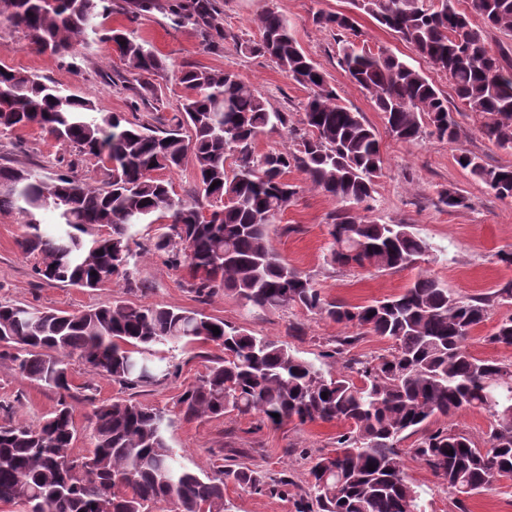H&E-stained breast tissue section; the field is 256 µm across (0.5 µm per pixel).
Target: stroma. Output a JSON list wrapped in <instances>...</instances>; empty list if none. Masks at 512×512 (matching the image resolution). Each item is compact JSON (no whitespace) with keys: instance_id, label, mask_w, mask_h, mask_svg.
Listing matches in <instances>:
<instances>
[{"instance_id":"obj_1","label":"stroma","mask_w":512,"mask_h":512,"mask_svg":"<svg viewBox=\"0 0 512 512\" xmlns=\"http://www.w3.org/2000/svg\"><path fill=\"white\" fill-rule=\"evenodd\" d=\"M226 39L221 47L205 46L192 28L174 27L167 11L156 9L136 20L113 14L108 26L133 31L148 42L165 60L166 66L153 76L160 97L140 104L128 83L114 82L126 66L110 44L94 41L76 57L41 53L28 46L25 33L0 28V61L39 77L51 79L60 87L91 97L105 112L139 111L161 119L170 118L184 90L176 76L185 66L212 70L229 69L256 91L272 109L288 113L292 126H299L303 104L309 91L262 56L237 50L236 41L260 37L257 16L273 7L291 23L292 33L304 52L325 73L330 86L348 107L361 112L375 128L383 156V168L371 199L358 211L369 219L386 224H407L433 246L418 265L400 271H365L338 268L327 260L330 238L329 215L338 210L336 200L310 188L304 174L289 170L286 181L297 185L296 199L269 229L270 248L290 266L309 276L326 298L351 304H366L399 293L419 273L437 277L460 296L493 292L512 281V265L502 263L497 254L512 250V199H500L484 184L475 182L457 162L460 155H476L491 165L512 164V149L501 148L482 138L477 117L457 100L446 76L428 68L410 45L379 25L371 16L358 15L357 48L371 52L388 50L433 82L454 112L458 136L448 142L430 135L409 143L391 135L373 102L351 83L341 64L342 44L336 32L317 27L315 13L348 12L350 0H217ZM0 155L15 165H39L43 175H53L60 159L71 151L49 139L40 129L28 128L0 135ZM461 190L469 199L464 209L451 210L440 201L446 188ZM21 219L14 213H0V302L27 304L77 312L112 304L125 298L140 305H163L203 311L224 320L227 325L255 336L287 341L301 358L322 363L326 344L343 335L336 323L306 311L291 308L267 310L246 307L232 294L222 293L199 302L184 286V271L172 268L158 254L143 258L136 276L144 284L141 292L125 295L116 284L97 289L49 284L36 277L32 258L18 247ZM300 323L302 333H288L290 323ZM163 355L177 364L175 378L133 390L95 375L81 360L71 358L70 379L74 386L70 404L74 411L77 436L72 455L86 454L91 446V410L84 398L83 385L94 389L97 400L133 398L164 409L169 415L168 442L181 461L191 469H206L216 459H232L247 464L270 477H290L305 485L310 458L335 447L336 436L345 429L341 423H284L271 425L256 414H228L204 417L191 422L179 416L174 403L190 383L213 366L222 353L200 342L162 346ZM0 400L11 405L14 419L30 425L48 418L57 403L56 394L39 382L22 376L13 363L0 359Z\"/></svg>"}]
</instances>
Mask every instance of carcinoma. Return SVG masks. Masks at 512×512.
<instances>
[{"label": "carcinoma", "mask_w": 512, "mask_h": 512, "mask_svg": "<svg viewBox=\"0 0 512 512\" xmlns=\"http://www.w3.org/2000/svg\"><path fill=\"white\" fill-rule=\"evenodd\" d=\"M470 2L486 26L512 32V0ZM352 5L346 13L318 12L313 21L354 35L356 11L368 14L448 77L461 104L480 118L484 139L512 148V60L505 49L487 45L455 0ZM169 12L174 26H190L209 43L226 38L216 0H175ZM111 16L112 0H0V23L23 30L37 51L74 57L94 35L126 63L131 78L123 82L136 81L142 96L154 93L150 77L163 69L161 58L126 29L103 28ZM257 24L260 39L239 43V51L269 58L310 90L298 148L255 154L256 137L287 129L288 113L269 108L233 71L181 70L178 80L187 94L169 122L154 125L103 112L89 97L0 65V134L35 126L74 152L67 169L49 178L36 166L0 159V212L22 217L18 246L47 283L94 289L118 278L127 292H138L141 244L130 230L157 224L150 248L186 270L185 286L199 301L230 292L246 306L299 308L385 338L391 352L352 358L348 352L358 337L338 336L323 354L329 360L323 368L282 340L247 334L199 310L116 300L67 314L0 303V358L59 394L55 410L39 425L0 424V504L22 512H153L159 503L173 505L174 512H231L224 490L232 482L284 498L294 512H430L426 492L406 473L408 453L443 480L457 512H468L473 495L512 480V363L480 359L467 345L495 306L512 304V282L465 298L420 274L393 296L348 305L326 300L311 278L269 249L270 225L298 194L284 180L291 168L341 204L329 216L330 264L404 269L431 246L406 224H381L357 213L372 198L382 168L374 129L340 102L287 17L269 7ZM342 53L350 80L370 96L394 137L413 142L426 127L439 139L457 137L447 97L420 71L387 50L359 51L348 40ZM189 155L198 186L191 200L156 176L181 169ZM230 156L236 166L231 175ZM462 159L460 166L475 181L512 199V165L489 166L475 155ZM84 162L97 167L101 184L74 175ZM440 201L451 209L469 207L453 187L440 193ZM47 209L55 214L51 233L42 227ZM213 326L220 334H213ZM195 341L214 344L224 358L178 396L175 407L184 420L234 412L256 413L272 425H347L334 452L310 458L305 489L292 494L288 478L272 479L243 463L219 464L210 472L179 464L167 443L165 412L131 399L85 396L92 405L94 446L83 456L71 455L77 433L67 401L71 356L135 389L169 375L155 345ZM483 341L512 347V315L498 320ZM467 410L490 419L484 448L455 423L429 428L434 418ZM406 432L419 435L408 450L400 447Z\"/></svg>", "instance_id": "cac0c4a2"}]
</instances>
